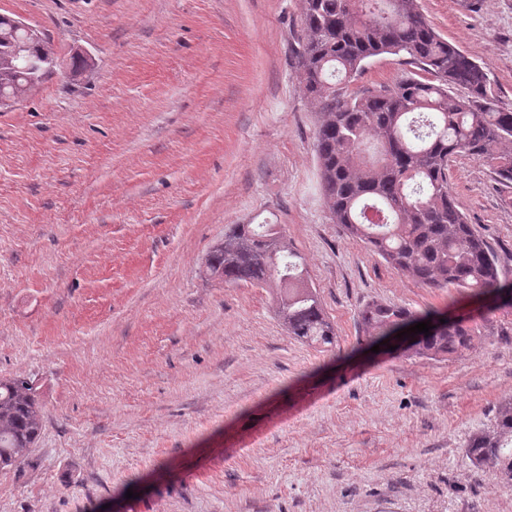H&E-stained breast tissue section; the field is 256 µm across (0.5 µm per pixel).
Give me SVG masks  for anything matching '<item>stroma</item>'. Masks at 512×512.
Segmentation results:
<instances>
[{
	"instance_id": "stroma-1",
	"label": "stroma",
	"mask_w": 512,
	"mask_h": 512,
	"mask_svg": "<svg viewBox=\"0 0 512 512\" xmlns=\"http://www.w3.org/2000/svg\"><path fill=\"white\" fill-rule=\"evenodd\" d=\"M512 104V0H417ZM301 0H0L52 74L0 108V377L37 390L39 439L0 512H512L467 452L512 398V307L415 282L325 206ZM93 65L71 71L75 50ZM427 80L371 58L349 90ZM448 190L512 283V184L455 156ZM278 224L336 341L288 335L265 285L204 260ZM377 300L477 327L454 358L372 352Z\"/></svg>"
}]
</instances>
